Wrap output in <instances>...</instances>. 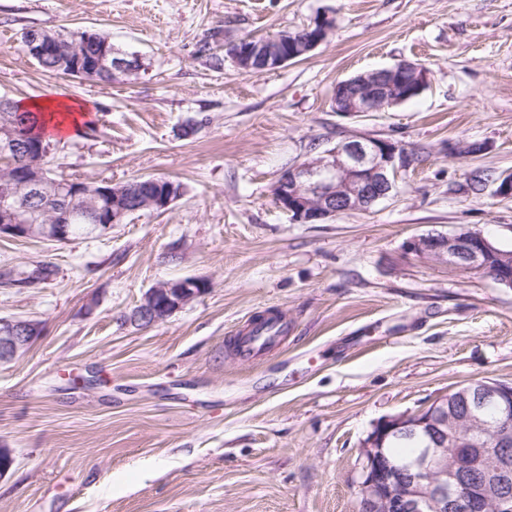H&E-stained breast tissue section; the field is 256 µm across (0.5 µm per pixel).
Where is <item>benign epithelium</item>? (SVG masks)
Here are the masks:
<instances>
[{"mask_svg": "<svg viewBox=\"0 0 512 512\" xmlns=\"http://www.w3.org/2000/svg\"><path fill=\"white\" fill-rule=\"evenodd\" d=\"M333 19H321L322 33L312 41L284 36V44L309 53L327 39ZM26 54L42 61L56 52L81 65L83 46L64 38H52L41 30L24 35ZM97 66L111 75L128 74L137 60H120L105 50ZM420 88L428 84V71L417 62L402 60L388 68L368 71L336 86L338 112H385L398 99L395 94L405 78ZM21 137L13 125L0 123V154L17 150ZM41 145L26 148L27 163L10 165L0 178V199L39 193L46 186L38 159L49 154ZM407 152L397 141L352 136L288 169L275 187L279 206L300 224H318L349 211H366L387 198L405 168ZM54 191L67 198H93L87 213L91 232L104 235L112 226L136 211L121 202L110 184H78L67 180L54 184ZM50 224H27L12 207L0 206V236L63 242L71 211H51ZM415 255L445 261L474 271L489 273L496 283L512 288V252L492 247L479 232L440 236H417L407 242ZM498 260L495 267L489 257ZM198 279L165 281L149 289L129 315L130 321L151 326L164 321L198 295ZM39 336V326L30 319L0 317V360L14 359L29 350ZM459 410L448 409V398L418 413H403L385 419L360 445L363 459L359 512H512V383L474 381L457 390ZM478 437L490 446L473 450ZM418 446L406 461L387 459L382 449L387 441Z\"/></svg>", "mask_w": 512, "mask_h": 512, "instance_id": "benign-epithelium-1", "label": "benign epithelium"}]
</instances>
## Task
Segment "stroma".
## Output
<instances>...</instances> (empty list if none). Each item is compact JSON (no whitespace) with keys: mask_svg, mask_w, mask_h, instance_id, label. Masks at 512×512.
Here are the masks:
<instances>
[{"mask_svg":"<svg viewBox=\"0 0 512 512\" xmlns=\"http://www.w3.org/2000/svg\"><path fill=\"white\" fill-rule=\"evenodd\" d=\"M322 16L335 26L301 60L254 74L224 58ZM32 27L107 35L140 67L109 84L46 73L17 50ZM402 60L428 71L417 99L334 110L338 82ZM1 96L85 104L90 131L52 138L54 173L162 176L183 194L104 236L0 237V316L42 326L0 363L14 457L0 512H358L377 422L512 382V288L406 248L471 230L512 249V199L495 194L512 173V0H0ZM353 135L409 152L395 190L294 223L278 180ZM39 261L51 280L5 285ZM184 278L210 287L161 323L129 322L151 287ZM271 312L287 342L235 356L237 332Z\"/></svg>","mask_w":512,"mask_h":512,"instance_id":"1","label":"stroma"}]
</instances>
